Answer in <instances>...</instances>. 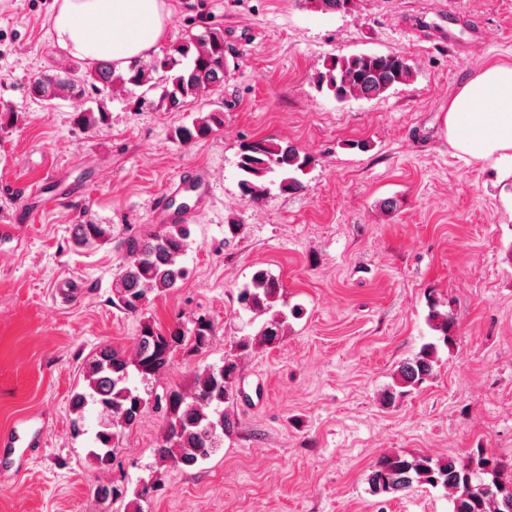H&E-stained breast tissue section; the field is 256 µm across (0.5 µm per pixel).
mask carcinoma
Wrapping results in <instances>:
<instances>
[{
  "label": "carcinoma",
  "instance_id": "carcinoma-1",
  "mask_svg": "<svg viewBox=\"0 0 512 512\" xmlns=\"http://www.w3.org/2000/svg\"><path fill=\"white\" fill-rule=\"evenodd\" d=\"M325 12H344L353 0H311ZM224 33L205 27L171 46L170 52L151 61L134 59L125 69L114 68L112 61L101 60L94 69L76 73L36 75L40 99L84 98L86 88L98 85L141 87L133 101L137 109L161 107L179 110L192 98L205 95L224 83ZM415 70L409 60L398 54L359 53L332 55L324 70L317 73L320 91L339 102L373 99L392 87L413 79ZM109 113L100 108L79 107L76 123L84 129L102 125ZM223 121L219 112H209L172 129V139L189 146L208 138ZM313 163L312 157L290 142L265 138L244 142L236 166L241 194L254 203L266 200L277 189L282 194L304 188L298 173ZM73 245L87 248L112 240L110 224H74ZM188 224H166L143 237L123 241L125 261L112 280V307L124 314L138 316L151 299L167 293L189 275L182 257L190 246ZM241 310L250 315L249 323H259L255 334L235 341L233 352L224 355L222 364L194 373L188 386L171 388L157 400L162 413L163 432L154 454L160 465L182 470L195 469L224 447V434L233 427L229 409L240 395L238 361L242 353L256 344L272 345L283 335L288 319L297 317L301 308L283 300V285L278 276L265 268L252 272L250 281L238 292ZM443 301L429 303L427 322L435 332L433 340L422 345L416 356L398 369L395 385L385 394L389 404L407 395L406 388L420 387L434 377L439 352L454 344L453 317L440 310ZM216 326L212 319L199 315L186 328L167 332L145 321L134 349L105 346L90 357L82 368L83 388L72 399V410L83 418L88 406L98 412V430L89 456L99 469H107L115 460L124 433L139 422L146 399L141 390L166 371L174 354L181 350L201 353L212 343ZM163 475L143 483L126 504L129 512H144L148 501L162 485ZM372 494L388 495L427 485L445 491L452 512H512V470L497 458L478 449L459 460L428 454L411 457L399 453L381 456L368 477ZM103 500L127 497L128 489L99 484L94 489Z\"/></svg>",
  "mask_w": 512,
  "mask_h": 512
}]
</instances>
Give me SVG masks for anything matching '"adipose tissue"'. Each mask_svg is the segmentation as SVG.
I'll return each mask as SVG.
<instances>
[{"instance_id": "1", "label": "adipose tissue", "mask_w": 512, "mask_h": 512, "mask_svg": "<svg viewBox=\"0 0 512 512\" xmlns=\"http://www.w3.org/2000/svg\"><path fill=\"white\" fill-rule=\"evenodd\" d=\"M50 38L68 57L92 64L158 51L166 36V0H54ZM448 145L475 161H512V63L479 70L455 94L446 117Z\"/></svg>"}]
</instances>
